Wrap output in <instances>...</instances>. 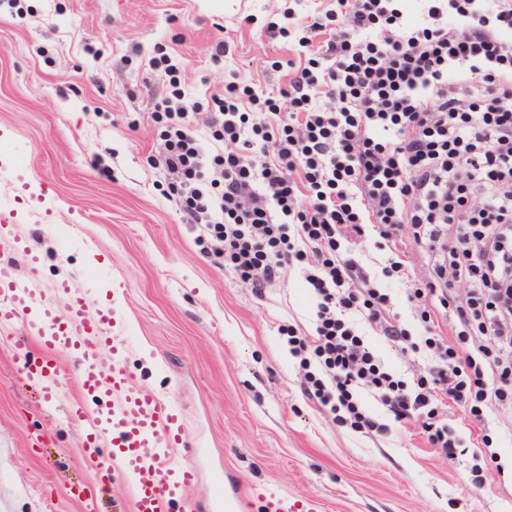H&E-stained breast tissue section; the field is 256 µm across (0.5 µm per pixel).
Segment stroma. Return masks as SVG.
Masks as SVG:
<instances>
[{
  "label": "stroma",
  "instance_id": "stroma-1",
  "mask_svg": "<svg viewBox=\"0 0 512 512\" xmlns=\"http://www.w3.org/2000/svg\"><path fill=\"white\" fill-rule=\"evenodd\" d=\"M288 3L0 0V201L31 203L46 190L58 198L44 223L21 226L41 258L39 279L69 280L93 309L116 295L136 384L181 412L178 457L203 477L170 512H210L215 475L231 512H267L270 492L313 500L317 512H512V418L492 409L472 426L449 408L466 446L454 459L414 422L388 436L336 426L305 395L299 361L282 354L283 325L313 328L301 278L288 274L257 295L208 251L169 192L177 176L153 117L167 77L149 59L166 49L193 129L214 152L205 103L225 78L288 79L265 64L295 50L261 31ZM220 42L230 50L216 63ZM365 338L399 378L422 373V358L374 332ZM14 342L0 335V512H83L77 498L96 490L97 474L77 453L71 371H62L65 398L45 394L26 376L40 351ZM484 431L498 438L496 457L477 446ZM475 468L483 487L471 483Z\"/></svg>",
  "mask_w": 512,
  "mask_h": 512
}]
</instances>
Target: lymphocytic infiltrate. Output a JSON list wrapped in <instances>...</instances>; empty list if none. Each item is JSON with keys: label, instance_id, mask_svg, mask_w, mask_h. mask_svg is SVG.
<instances>
[{"label": "lymphocytic infiltrate", "instance_id": "lymphocytic-infiltrate-1", "mask_svg": "<svg viewBox=\"0 0 512 512\" xmlns=\"http://www.w3.org/2000/svg\"><path fill=\"white\" fill-rule=\"evenodd\" d=\"M419 2L414 17L404 0H336L302 23L292 10L266 22V35L295 38L300 51L269 63L287 70L286 84L232 79L212 96L217 152L191 132L177 77L154 116L187 221L204 225L225 268L258 293L296 270L315 298L313 334L288 328L307 396L372 435L419 421L431 448L454 458L464 440L449 407L478 425L488 408L512 413V0ZM369 234L385 254L377 275L344 248ZM406 240L424 277L405 264ZM384 279L408 283L420 338ZM365 325L424 355L413 384L381 363ZM363 393L391 423L363 407Z\"/></svg>", "mask_w": 512, "mask_h": 512}]
</instances>
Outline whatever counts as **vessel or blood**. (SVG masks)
<instances>
[{
    "label": "vessel or blood",
    "mask_w": 512,
    "mask_h": 512,
    "mask_svg": "<svg viewBox=\"0 0 512 512\" xmlns=\"http://www.w3.org/2000/svg\"><path fill=\"white\" fill-rule=\"evenodd\" d=\"M55 199L43 193L34 211L17 202L0 204V248L24 256L30 275L0 266V335L21 330L44 352L33 373L50 391L61 384L60 358L73 359L79 397L71 402V418L83 428L81 458L93 462L100 484L117 480L131 489L122 512H170L201 477L190 463L176 461L183 425L172 403L135 384L125 363L124 315L112 301L88 315L85 292L61 281L44 287L34 271L39 257L18 231L51 212ZM112 349V364L101 368L103 346Z\"/></svg>",
    "instance_id": "b4317fda"
}]
</instances>
